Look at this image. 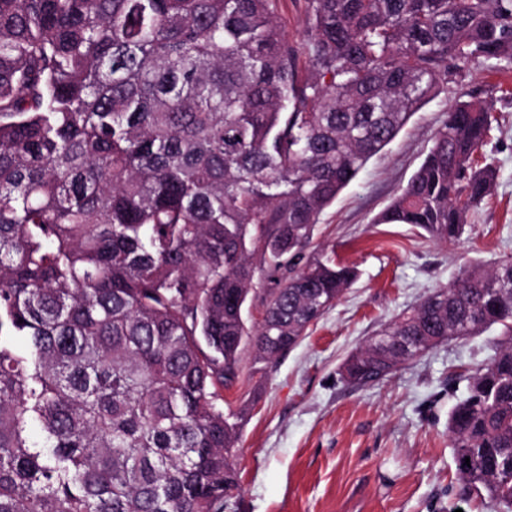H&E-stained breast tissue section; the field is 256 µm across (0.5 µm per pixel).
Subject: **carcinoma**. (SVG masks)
<instances>
[{
	"label": "carcinoma",
	"instance_id": "carcinoma-1",
	"mask_svg": "<svg viewBox=\"0 0 512 512\" xmlns=\"http://www.w3.org/2000/svg\"><path fill=\"white\" fill-rule=\"evenodd\" d=\"M280 2L0 0V512H224L242 353L262 372L357 277L308 254L320 215L448 62L512 63V0H299V42ZM493 112L461 91L374 223L462 238L498 177L474 158ZM495 326L448 435L461 496L512 512L511 256L382 325L344 374ZM280 17L285 26L288 38L293 41H300L307 34L305 16L297 10L295 0H282Z\"/></svg>",
	"mask_w": 512,
	"mask_h": 512
}]
</instances>
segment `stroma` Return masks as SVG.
Listing matches in <instances>:
<instances>
[{
  "label": "stroma",
  "mask_w": 512,
  "mask_h": 512,
  "mask_svg": "<svg viewBox=\"0 0 512 512\" xmlns=\"http://www.w3.org/2000/svg\"><path fill=\"white\" fill-rule=\"evenodd\" d=\"M493 100L496 120L478 153L498 180L455 243L420 237L376 216L406 186L457 90ZM312 251L354 265L356 282L263 378L242 355L225 400L252 401L237 448L241 491L226 512H495L464 501L455 480L448 411L497 330L444 343L392 376L348 384L340 368L382 324L448 285L471 263L512 255V65L462 67L372 159L315 228Z\"/></svg>",
  "instance_id": "1"
}]
</instances>
